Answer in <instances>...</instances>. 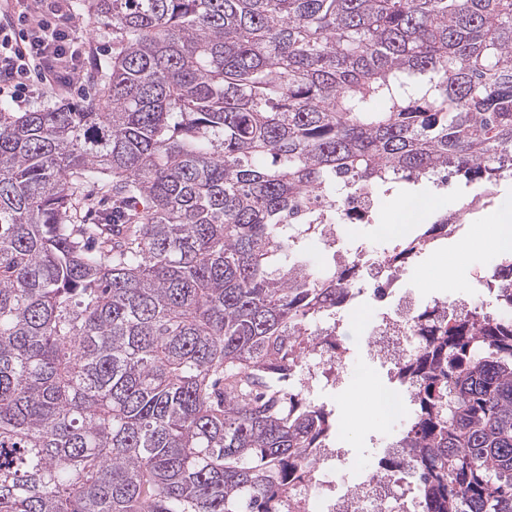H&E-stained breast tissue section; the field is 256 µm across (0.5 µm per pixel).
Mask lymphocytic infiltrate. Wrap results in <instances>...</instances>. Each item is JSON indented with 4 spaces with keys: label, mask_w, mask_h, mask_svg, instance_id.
Wrapping results in <instances>:
<instances>
[{
    "label": "lymphocytic infiltrate",
    "mask_w": 512,
    "mask_h": 512,
    "mask_svg": "<svg viewBox=\"0 0 512 512\" xmlns=\"http://www.w3.org/2000/svg\"><path fill=\"white\" fill-rule=\"evenodd\" d=\"M13 20L0 24V97L63 96L86 74L87 50L70 0H0Z\"/></svg>",
    "instance_id": "lymphocytic-infiltrate-1"
}]
</instances>
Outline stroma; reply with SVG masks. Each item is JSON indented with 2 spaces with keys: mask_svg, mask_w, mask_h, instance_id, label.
<instances>
[{
  "mask_svg": "<svg viewBox=\"0 0 512 512\" xmlns=\"http://www.w3.org/2000/svg\"><path fill=\"white\" fill-rule=\"evenodd\" d=\"M80 26L91 46L93 70L69 99L82 103L89 101L101 70L112 56V39L104 29L88 21H81ZM461 198L462 192L453 179L439 190L420 186L392 189L380 194L375 223L344 225L345 244L352 250L361 246L377 251L392 247L396 239L384 233L382 227L390 223L398 202H416V209L406 219L407 224L414 227L431 223L442 211L457 208ZM463 239L471 243L467 253L458 252L459 239H446L440 249L426 251L407 268L398 288L388 298L376 300L372 290H365L354 312L340 316L337 339L345 354L343 379L333 387H317L309 397L325 405L336 419L332 437L337 447L343 450V472L349 483H356L362 469L382 453L385 443L397 441L403 431L402 425L391 423L383 412L361 403L360 388L376 389L390 384L388 365L369 345L370 330L381 314L394 311L399 297L405 292L412 296L420 309L437 299L452 304L480 295L476 281L498 262L499 253L489 240L479 236L477 228H467ZM445 267L457 270L455 287H448L443 281L441 270Z\"/></svg>",
  "mask_w": 512,
  "mask_h": 512,
  "instance_id": "1",
  "label": "stroma"
}]
</instances>
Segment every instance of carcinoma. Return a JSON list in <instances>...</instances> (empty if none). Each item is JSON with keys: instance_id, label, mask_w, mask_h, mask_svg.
<instances>
[{"instance_id": "1", "label": "carcinoma", "mask_w": 512, "mask_h": 512, "mask_svg": "<svg viewBox=\"0 0 512 512\" xmlns=\"http://www.w3.org/2000/svg\"><path fill=\"white\" fill-rule=\"evenodd\" d=\"M88 104L0 103V512H293L336 201L512 178V0H74ZM436 216L397 255L428 249ZM427 512H512V321L421 331Z\"/></svg>"}]
</instances>
